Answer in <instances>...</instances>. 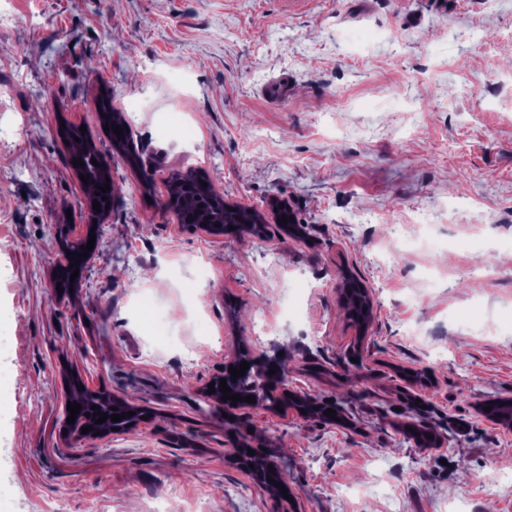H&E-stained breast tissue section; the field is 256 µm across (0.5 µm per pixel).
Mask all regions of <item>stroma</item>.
<instances>
[{
    "instance_id": "stroma-1",
    "label": "stroma",
    "mask_w": 512,
    "mask_h": 512,
    "mask_svg": "<svg viewBox=\"0 0 512 512\" xmlns=\"http://www.w3.org/2000/svg\"><path fill=\"white\" fill-rule=\"evenodd\" d=\"M0 485L11 512H512V0H0ZM283 98L268 97L277 79ZM142 160L112 151L101 92ZM117 196L92 227L62 127ZM295 212L234 235L173 176ZM94 239L72 290L56 270ZM368 289L360 327L346 281ZM282 391L225 407L241 352ZM136 407L69 431L68 383ZM432 433V444L420 442ZM276 464L287 496L237 456ZM199 180L207 183L204 187ZM188 186V189H184ZM199 196V199H195ZM203 205V208H198ZM252 212L248 206L243 204H227L215 195L209 183L199 175L190 173L185 176H175L169 184L167 206L173 209L181 224L188 227H197L198 224L220 221L222 224H250L256 226L251 215L243 214L239 219H232L227 211ZM196 211H202V214L195 215Z\"/></svg>"
}]
</instances>
